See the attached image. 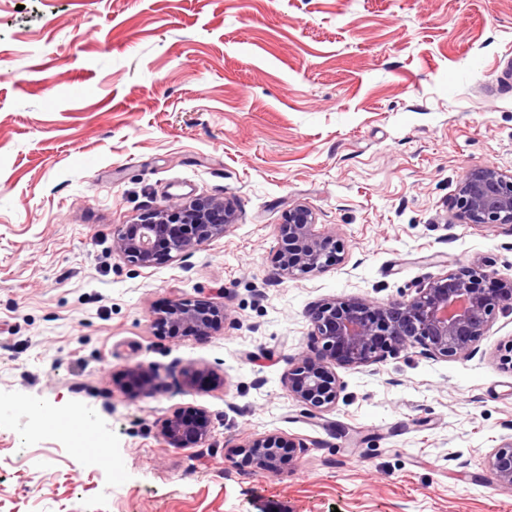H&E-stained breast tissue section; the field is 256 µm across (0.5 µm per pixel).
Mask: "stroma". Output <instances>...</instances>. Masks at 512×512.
<instances>
[{"instance_id":"obj_1","label":"stroma","mask_w":512,"mask_h":512,"mask_svg":"<svg viewBox=\"0 0 512 512\" xmlns=\"http://www.w3.org/2000/svg\"><path fill=\"white\" fill-rule=\"evenodd\" d=\"M510 70L512 0H0V512H512L486 465L512 440V310L469 358L337 368L328 412L281 383L322 300L512 279V227L453 217L464 172L512 173ZM196 197L233 200L224 234L113 252L116 225ZM299 205L344 252L282 281ZM177 298L224 305L223 330L161 334ZM180 407L207 442L159 437ZM75 413L111 468L60 428ZM268 432L306 443L296 466L233 455Z\"/></svg>"}]
</instances>
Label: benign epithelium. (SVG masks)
Wrapping results in <instances>:
<instances>
[{
    "label": "benign epithelium",
    "mask_w": 512,
    "mask_h": 512,
    "mask_svg": "<svg viewBox=\"0 0 512 512\" xmlns=\"http://www.w3.org/2000/svg\"><path fill=\"white\" fill-rule=\"evenodd\" d=\"M455 217L463 224L486 227L512 224V174L495 169L466 172L454 199ZM235 220L233 203L206 197L185 204L149 209L133 224L113 232V250L128 262L148 267L162 255L180 259ZM313 212L303 206L288 211L278 225L279 243L271 257L281 279L337 264L344 250L338 240L314 231ZM512 308V280H497L479 267H463L423 284L416 294L386 305L355 298L334 297L310 313L311 349L300 355L283 378L288 394L306 408L324 412L336 406L343 384L336 366L357 369L380 363L410 347H420L430 358H468L476 352L498 309ZM225 309L214 303L176 300L164 319L189 328L200 341L224 328ZM186 421L178 409L159 428L162 439L185 449L211 437L205 411L193 410ZM300 441H285L277 433L252 437L234 445L264 474L291 466L304 451ZM487 466L496 480L512 487V441L493 449Z\"/></svg>",
    "instance_id": "obj_1"
}]
</instances>
